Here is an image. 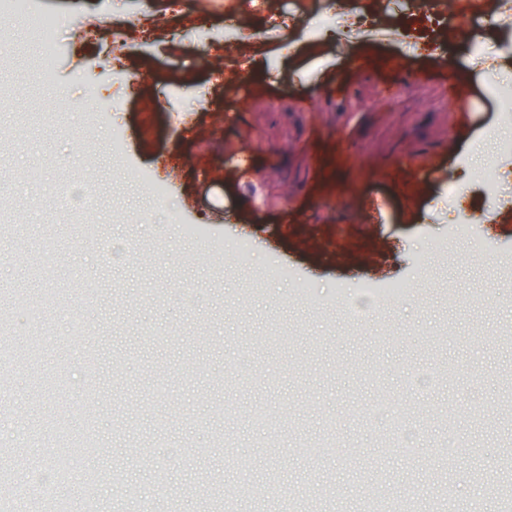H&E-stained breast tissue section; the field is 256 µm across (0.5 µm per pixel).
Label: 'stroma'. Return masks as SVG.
<instances>
[{
	"label": "stroma",
	"instance_id": "stroma-1",
	"mask_svg": "<svg viewBox=\"0 0 512 512\" xmlns=\"http://www.w3.org/2000/svg\"><path fill=\"white\" fill-rule=\"evenodd\" d=\"M500 2L439 0L448 27L425 49L401 0H264L237 13L231 46L228 0H49L64 22L50 53L34 18L0 15V83L27 92L0 105V318L20 341L0 362V482L74 448L101 512H364L376 494L432 512L450 484L455 512H498L512 489V201L480 173L512 161L477 146L505 133L486 94L512 78ZM106 12L154 28L124 49L114 112L97 109L112 31L79 39ZM326 13L344 35L309 52ZM475 37L495 68L469 54ZM158 176L182 223L156 209ZM452 182L466 213L493 216L459 239ZM62 184L95 185L98 210H62ZM381 402L383 425L368 419ZM328 434L343 457L310 452ZM242 455L251 486L225 499Z\"/></svg>",
	"mask_w": 512,
	"mask_h": 512
}]
</instances>
